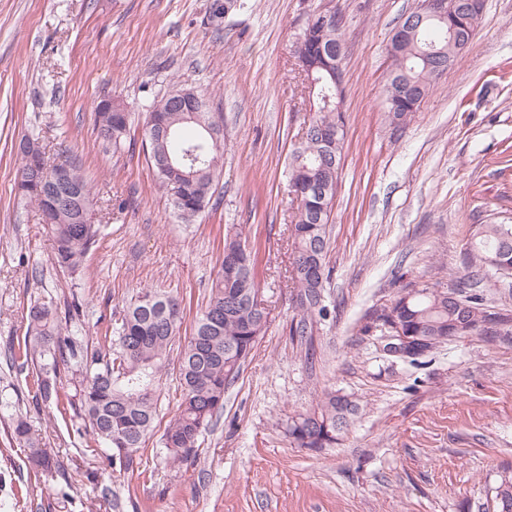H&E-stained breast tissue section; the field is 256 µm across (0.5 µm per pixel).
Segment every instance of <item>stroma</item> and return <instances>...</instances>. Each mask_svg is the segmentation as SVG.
<instances>
[{
	"label": "stroma",
	"mask_w": 512,
	"mask_h": 512,
	"mask_svg": "<svg viewBox=\"0 0 512 512\" xmlns=\"http://www.w3.org/2000/svg\"><path fill=\"white\" fill-rule=\"evenodd\" d=\"M0 0V512H484L512 472V342L470 336L418 360L383 349L381 317L404 288L468 274L474 225L512 224V0H485L469 48L418 112L391 125L387 43L418 0ZM343 18L347 122L330 225V317L316 355L288 334L293 245L288 163L312 113L293 42L309 14ZM205 94L224 125L221 203L193 223L158 192L143 125L173 84ZM130 114L121 152L104 150L96 103ZM50 163L78 162L104 231L84 269L56 268L38 211L16 196L23 136ZM256 259L268 329L224 396V413L186 460L162 434L180 401L178 357L219 269L224 238ZM141 288L177 295L184 319L162 373L138 470L113 465L74 413L36 404L22 346L30 302L85 304L81 335L105 334ZM359 414L330 448L288 440L290 414L323 391ZM24 415L55 467L31 469L12 439Z\"/></svg>",
	"instance_id": "1"
}]
</instances>
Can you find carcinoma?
I'll use <instances>...</instances> for the list:
<instances>
[{"label": "carcinoma", "mask_w": 512, "mask_h": 512, "mask_svg": "<svg viewBox=\"0 0 512 512\" xmlns=\"http://www.w3.org/2000/svg\"><path fill=\"white\" fill-rule=\"evenodd\" d=\"M342 26L339 15L327 25L306 26L299 58L309 65L320 62L321 50L342 42ZM412 29V38L392 54L383 90L388 118L397 126L419 108L403 88L409 85L424 96L436 70H448V25L426 21L413 24ZM194 99L203 96L190 88L171 90L152 104L144 130L157 185L185 224L219 205L215 193L223 169L224 135L213 114L206 110L192 118L178 111L179 105ZM128 122L129 113L122 104L110 98L96 104L95 130L103 145L120 148ZM343 125L344 113L332 106L316 112L289 163V185L296 200L291 224L296 315L289 336L304 349L308 361L315 354V331L330 316L324 304L332 275L327 261L328 224L344 151ZM19 154L27 163L21 164V190L16 195L42 212L54 241V264L75 274L100 233L98 224L77 223L80 213L89 216L95 206L89 184L73 163L48 165L35 135L19 141ZM466 260L474 268L467 281L450 289L414 288L407 307L401 293L391 303L390 309L400 311L404 333L424 338L430 350L466 336L512 338V317L490 311L480 295L467 292L482 272L496 270L495 264L512 267V224L475 225ZM259 290L254 255L238 236H226L220 270L180 354V403L162 435L170 461L180 462L198 447L200 436L224 411L228 386L264 337L267 320L253 302ZM57 309L52 297L30 303L24 346L10 349L12 361L21 359L33 366L36 401L78 410L93 436L112 449V460L132 471L157 415L168 348L183 322L181 301L165 291L142 290L112 324L110 334L90 344L55 323ZM62 367L82 377L75 402L62 399L59 393ZM357 414L358 406L348 396L326 390L316 406L288 417V438L299 448L333 446ZM13 437L29 449L37 468L52 470L50 451L40 447L21 415L14 420ZM495 509L512 512L510 474L501 476L496 487Z\"/></svg>", "instance_id": "carcinoma-1"}]
</instances>
